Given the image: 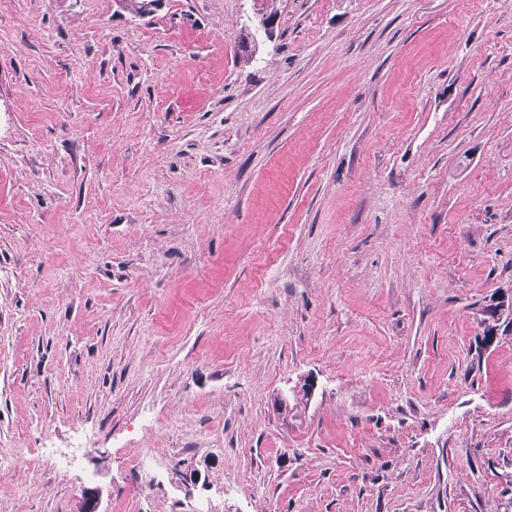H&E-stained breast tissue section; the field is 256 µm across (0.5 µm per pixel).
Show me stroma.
Instances as JSON below:
<instances>
[{"label":"stroma","mask_w":512,"mask_h":512,"mask_svg":"<svg viewBox=\"0 0 512 512\" xmlns=\"http://www.w3.org/2000/svg\"><path fill=\"white\" fill-rule=\"evenodd\" d=\"M278 7L0 0V512H512V0ZM317 383L314 379L304 377L298 379V382L286 390L277 392L273 397L272 406L279 414H285L290 409V398L310 400L315 392Z\"/></svg>","instance_id":"obj_1"}]
</instances>
